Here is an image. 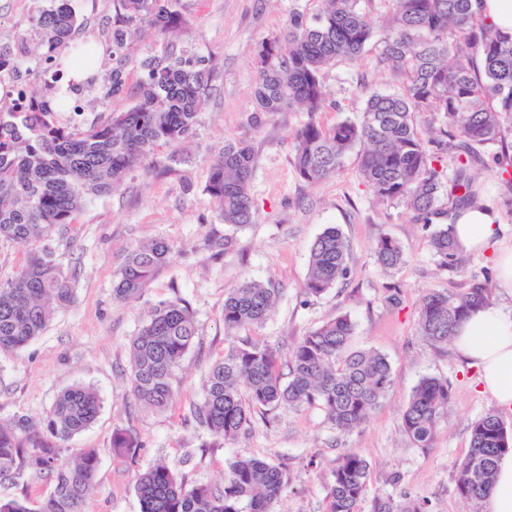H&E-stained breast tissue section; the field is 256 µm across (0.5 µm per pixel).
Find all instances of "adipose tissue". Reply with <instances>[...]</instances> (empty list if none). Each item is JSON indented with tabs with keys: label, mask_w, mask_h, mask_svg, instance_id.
Segmentation results:
<instances>
[{
	"label": "adipose tissue",
	"mask_w": 512,
	"mask_h": 512,
	"mask_svg": "<svg viewBox=\"0 0 512 512\" xmlns=\"http://www.w3.org/2000/svg\"><path fill=\"white\" fill-rule=\"evenodd\" d=\"M448 222L471 253L483 251L499 230L497 213L483 203L451 213ZM454 347L477 367L482 389L496 406L512 412V308L490 305L474 310L458 328Z\"/></svg>",
	"instance_id": "1"
}]
</instances>
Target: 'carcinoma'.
Listing matches in <instances>:
<instances>
[{"instance_id":"1","label":"carcinoma","mask_w":512,"mask_h":512,"mask_svg":"<svg viewBox=\"0 0 512 512\" xmlns=\"http://www.w3.org/2000/svg\"><path fill=\"white\" fill-rule=\"evenodd\" d=\"M313 13L296 9L278 33L257 49L258 82L251 112L260 123L280 112H305L308 120L293 135V168L299 179L318 184L335 175L352 149H358L360 174L373 196L399 202L417 222L433 227L431 247L441 268L465 278L455 290L432 289L418 304L422 336L436 349L448 346L456 330L477 308L493 303L489 276H466L468 252L454 238L449 214L474 204L482 171L492 169L512 181V34L482 17L481 0H386L391 14L385 33L377 32L357 8L358 0H318ZM189 23L181 0H115L112 24V84L125 92L127 43L150 31L166 37ZM35 45L21 38L0 47V73L16 72L30 58L66 68H89L91 48L72 47L80 26L70 0H50L31 17ZM378 41L379 67L407 77L400 92H373L357 122L325 127L315 120L327 104L325 71L338 58L357 60ZM134 104L107 121L85 128L59 124L64 103L46 95L18 93L0 111V240L30 247L18 275L0 281V350L18 351L39 336L55 317L75 304L74 273L55 259V233L76 223L86 203L112 193L127 173L160 143L182 142L192 133L209 101L212 70L202 56L172 44L139 63ZM439 115L444 128L427 137L414 118ZM446 152L452 168L436 166ZM255 153L244 140L224 144L209 164L205 187L220 219L234 227L255 223L250 184ZM168 244L155 240L132 247L117 274L115 298L139 294L166 264ZM374 258L388 272L406 263L400 243L377 239ZM350 249L334 226L315 239L303 291L320 296L346 278ZM279 290L249 280L224 298V328L229 333L263 323ZM354 326L341 315L300 337L280 362L275 348L248 339L231 341L204 379V399L193 418L216 439L230 441L248 432L257 409L319 405L341 432L364 426L394 384L390 363L374 349L350 350ZM196 336L194 316L182 300L159 305L131 343L129 383L136 403L165 410L174 396L175 372ZM288 382H283L282 370ZM453 393L448 382L424 376L402 413L401 429L418 448L433 444L448 415ZM100 409L91 387L61 392L40 421L26 415L0 419V483L15 484L26 474L43 476L53 491L32 510L18 498L0 499V512H83L94 486L97 453L77 460L62 456L63 444L88 427ZM137 440L124 430L112 433V449L132 456ZM512 452V430L492 409L470 427L469 449L454 464L458 497L479 512L495 478L497 462ZM369 463L354 452L339 456L325 475L324 512H361ZM292 484L282 463L252 457L228 462L224 486L187 485L176 469L158 461L139 474L135 490L141 512H273V504ZM371 512H430L425 500L408 495L396 502L377 498Z\"/></svg>"}]
</instances>
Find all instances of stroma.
Instances as JSON below:
<instances>
[{
    "label": "stroma",
    "mask_w": 512,
    "mask_h": 512,
    "mask_svg": "<svg viewBox=\"0 0 512 512\" xmlns=\"http://www.w3.org/2000/svg\"><path fill=\"white\" fill-rule=\"evenodd\" d=\"M190 21L176 35L180 48L204 56L212 69L210 101L192 137L154 147L112 194L94 199L67 234L52 246L65 270L76 273V302L59 313L44 333L20 351L0 352V419L17 413L39 420L56 395L82 384L94 388L101 408L86 430L63 445L64 458L95 449L99 468L84 512H140L136 476L156 460L174 465L191 484L222 486L228 461L257 457L286 464L292 490L274 512H322L323 475L341 453L353 451L370 465L362 512L374 498L409 495L428 500L431 512H469L456 493L453 464L469 447L470 424L493 408L476 367L455 348L438 350L421 336L417 307L429 289L460 287V277L439 269L430 247L429 228L417 223L404 205L377 201L349 153L335 176L315 185L293 169L292 132L301 112H281L261 125L251 121L259 43L279 31L292 8L312 11L316 0H183ZM47 0H0V45L30 35V19ZM81 26L78 44L97 47L91 83L69 95L75 109L57 113L67 126H83L123 112L129 95L107 96L112 72L113 0H73ZM404 78L376 65V48L359 60L337 59L326 74L330 107L318 113L323 126L359 121L373 92L403 88ZM229 140L251 143L256 167L251 196L254 224H224L205 191L209 163ZM481 197L500 216L497 236L484 251L471 254L470 274L495 271L496 256L512 247V213L504 202L512 185L485 174ZM338 227L350 246V270L343 281L319 297L305 295L310 250L328 226ZM383 235L396 239L407 262L388 273L377 268L372 252ZM165 241L168 261L148 288L133 299L113 297L115 274L133 245ZM247 280L272 283L280 294L270 317L247 335L287 356L293 341L337 316L354 323L352 349L373 348L388 359L392 390L370 421L341 433L320 406L258 409L249 434L224 442L187 417L204 397L203 380L227 344L222 315L224 296ZM401 287L399 302L389 300ZM184 299L195 319L193 348L176 372L174 401L164 412L141 408L129 388V343L161 303ZM425 375L448 381L454 402L432 447H415L401 429V416L414 387ZM129 430L139 440L135 460L112 454V432Z\"/></svg>",
    "instance_id": "stroma-1"
}]
</instances>
